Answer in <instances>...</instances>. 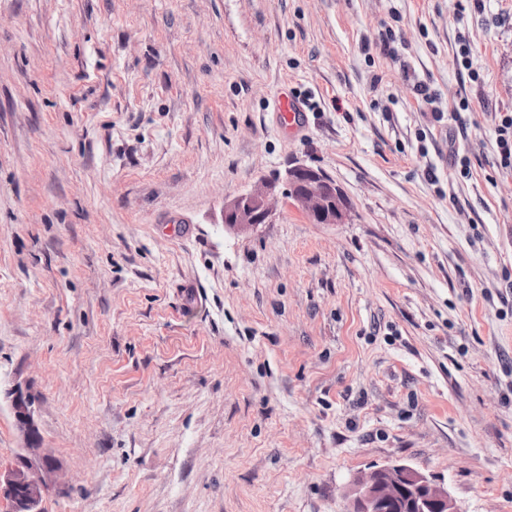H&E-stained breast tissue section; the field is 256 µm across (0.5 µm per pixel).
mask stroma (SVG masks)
<instances>
[{"label":"stroma","mask_w":512,"mask_h":512,"mask_svg":"<svg viewBox=\"0 0 512 512\" xmlns=\"http://www.w3.org/2000/svg\"><path fill=\"white\" fill-rule=\"evenodd\" d=\"M507 112L512 0H0V470L19 387L42 512H346L391 462L512 512ZM280 122L288 131L298 129L301 124L302 112L298 102L288 95H282L279 99ZM495 133L499 166L502 170L512 173V113L507 112L500 116ZM291 199L316 224H340L348 216V202L341 190L320 171L306 166L288 169ZM275 186L262 182L248 193L236 197L224 205V227L229 230L246 231L269 219V198L274 196Z\"/></svg>","instance_id":"obj_1"}]
</instances>
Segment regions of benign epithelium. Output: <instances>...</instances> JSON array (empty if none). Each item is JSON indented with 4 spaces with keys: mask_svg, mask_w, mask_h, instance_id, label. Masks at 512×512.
<instances>
[{
    "mask_svg": "<svg viewBox=\"0 0 512 512\" xmlns=\"http://www.w3.org/2000/svg\"><path fill=\"white\" fill-rule=\"evenodd\" d=\"M287 181L291 199L313 223L340 224L347 218L344 194L321 172L295 166L288 169ZM274 193L275 186L263 182L225 204V228L246 231L266 223ZM11 408L28 448L13 468L0 472V493L9 498L12 512H40V503L56 485L57 468L31 461L36 426L30 396L19 390L12 393ZM349 497L348 512H461L443 483L401 463L377 466L357 477Z\"/></svg>",
    "mask_w": 512,
    "mask_h": 512,
    "instance_id": "1",
    "label": "benign epithelium"
}]
</instances>
